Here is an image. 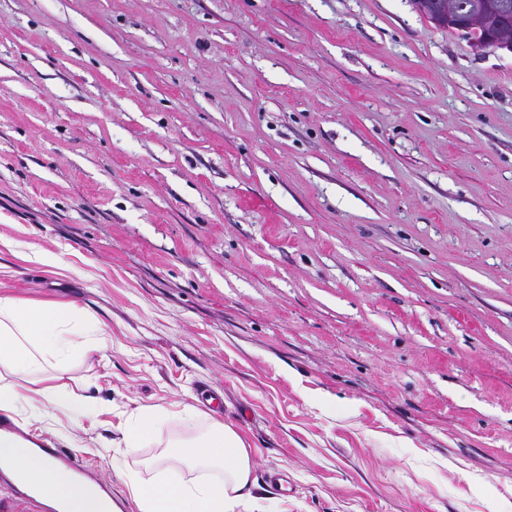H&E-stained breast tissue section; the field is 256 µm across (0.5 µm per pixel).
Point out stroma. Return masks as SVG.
Listing matches in <instances>:
<instances>
[{
  "instance_id": "1",
  "label": "stroma",
  "mask_w": 512,
  "mask_h": 512,
  "mask_svg": "<svg viewBox=\"0 0 512 512\" xmlns=\"http://www.w3.org/2000/svg\"><path fill=\"white\" fill-rule=\"evenodd\" d=\"M2 294L103 324L98 413L17 418L125 512L199 477L176 422L125 451L184 403L240 512H512V52L409 0H0ZM170 419L167 411L157 407H141L134 413L124 432L128 452L151 443L161 426ZM173 447L181 462L203 471L218 470L221 477L143 483L130 476L139 512H235L252 499L250 455L239 434L224 423L214 421L205 434Z\"/></svg>"
}]
</instances>
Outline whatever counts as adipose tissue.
Here are the masks:
<instances>
[{
	"instance_id": "obj_1",
	"label": "adipose tissue",
	"mask_w": 512,
	"mask_h": 512,
	"mask_svg": "<svg viewBox=\"0 0 512 512\" xmlns=\"http://www.w3.org/2000/svg\"><path fill=\"white\" fill-rule=\"evenodd\" d=\"M106 345L101 324L75 304H47L0 296V369L38 374L53 368L49 385L36 390L0 384V411L34 415L53 408L79 419L96 414L95 401L76 395L60 372L78 354ZM200 411L183 405L176 415L157 407L134 413L124 432L128 451L151 443L161 426L176 418L181 426L198 422ZM178 459L203 470V477L184 481L165 478L156 483L132 480L139 512H237L252 498V461L239 434L215 421L200 436L177 445ZM0 461L10 462L15 478L46 486L61 512H111L110 499L91 484L59 473L26 444L0 438Z\"/></svg>"
}]
</instances>
